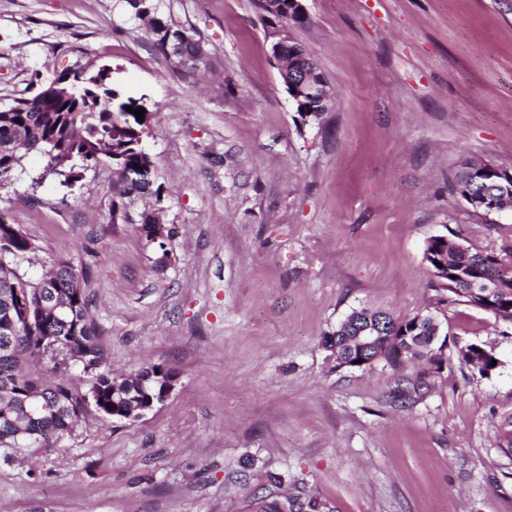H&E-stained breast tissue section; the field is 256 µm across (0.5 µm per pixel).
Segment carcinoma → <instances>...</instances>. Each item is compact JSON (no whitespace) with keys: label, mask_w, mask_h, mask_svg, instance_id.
Listing matches in <instances>:
<instances>
[{"label":"carcinoma","mask_w":512,"mask_h":512,"mask_svg":"<svg viewBox=\"0 0 512 512\" xmlns=\"http://www.w3.org/2000/svg\"><path fill=\"white\" fill-rule=\"evenodd\" d=\"M288 2L258 0V7L282 26L305 24L306 20L288 13ZM130 5L137 17L147 19L153 44L162 54H167L169 34L181 35L180 51L173 60L184 75L197 73L187 60L199 50L205 51L206 67H212L205 44L188 30L173 26L152 0H130ZM293 46L308 59L306 69H294L285 49L276 59L280 76L290 96L288 76L304 78L299 107L306 110L307 119H317L329 109L331 99L313 56L299 43ZM64 81L69 87L84 88V96L61 94L59 85ZM130 107L135 102L114 82L112 65L63 67L32 96L0 109V186L33 151L47 156L45 174L62 177L67 183L81 178L71 165L75 158L86 169L108 165L119 185L112 195V221L135 225L145 247L154 254L155 269L164 272L177 230L162 222L165 188L155 182V162L142 147L149 128L128 111ZM135 164L139 168H133ZM453 189L486 215L512 209V180L491 170L485 160H466L454 176ZM36 250L21 227L0 214V444L34 442L50 447L71 432L90 407L103 419L138 417L147 395H159L173 374L164 365L151 364L133 376L112 377V370L104 368V349L88 316V301L80 284L83 274L61 262L51 273L30 278L21 264ZM425 260L450 294L512 324V239L497 249H480L444 235L433 236L427 241ZM376 322L382 324L377 346H360L359 330ZM324 344L340 367L379 354L393 368L418 361L439 371L446 340L430 313L401 317L360 307L325 334ZM458 358L483 378L495 370L491 366L495 353L478 344L460 348ZM42 362L58 374L82 364L84 372L92 375L89 389L47 381L27 370L30 364ZM495 438L498 448L512 454V412L502 416ZM267 479L268 484L247 501V512H325L324 505L314 499L279 496L271 487L280 486L281 478L269 474Z\"/></svg>","instance_id":"1"}]
</instances>
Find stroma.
<instances>
[{
    "label": "stroma",
    "mask_w": 512,
    "mask_h": 512,
    "mask_svg": "<svg viewBox=\"0 0 512 512\" xmlns=\"http://www.w3.org/2000/svg\"><path fill=\"white\" fill-rule=\"evenodd\" d=\"M209 49L183 77L129 0H0V107L65 65L111 64L153 113L143 141L175 225L165 273L133 225L113 223L112 171L44 176L26 155L0 212L37 252L86 275L114 374L164 364L168 399L142 417L89 414L52 447H0V512H244L267 474L327 512H512V325L452 297L424 258L458 233L480 248L512 210L452 189L466 158L512 171V0H303L288 33L333 93L302 123L254 0H155ZM433 312L445 363L404 396L418 363L337 368L323 338L351 309ZM499 360L490 377L458 347ZM458 358L465 365L483 377L487 378L489 373L494 371L498 365V359L492 349H486L478 344H468L458 350ZM492 360L496 365L491 366Z\"/></svg>",
    "instance_id": "35a3bbf8"
}]
</instances>
